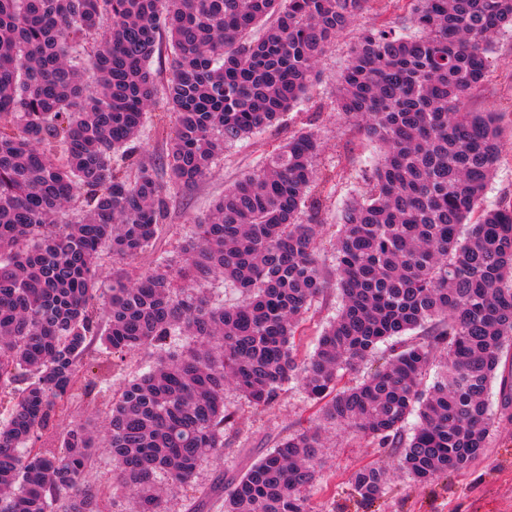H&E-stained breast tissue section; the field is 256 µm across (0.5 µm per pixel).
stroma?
<instances>
[{
  "mask_svg": "<svg viewBox=\"0 0 512 512\" xmlns=\"http://www.w3.org/2000/svg\"><path fill=\"white\" fill-rule=\"evenodd\" d=\"M403 12L397 0H370L353 25L339 35L321 59L320 80L309 103L287 113L277 127L255 133L245 147L226 152L211 174L194 188L174 191L169 218L163 224L156 251L144 253L139 267L151 265L157 252L173 251L185 236L189 224L206 214L215 200L241 173L286 141L293 132L307 128L318 133L323 152L321 165H334V176L324 188L323 224L320 228L323 258H331L336 239V218L345 203L365 188L368 169L379 153L377 143L353 127L336 111V85L348 64L349 49L361 29L384 22H400ZM487 82L473 99L478 109H496L504 114L497 170L484 198L492 206L512 198V35H498L490 54ZM175 116L163 107L148 112L136 144L144 161L162 157L173 131ZM153 357L142 350L126 355L110 381H96L89 395L78 398L69 414L60 421L59 431L77 423L104 424V410L112 394L126 378L147 369ZM224 408L232 419L224 427V457L204 460L196 481L184 488L169 490L164 497L165 512H223L224 489L257 462L279 440L308 426L311 403L296 389L283 391L264 410L248 406L234 389L224 392ZM321 459V480L311 497L315 512H361L347 488L350 475L369 464L387 465L393 460L388 449L338 426L327 427ZM85 482L92 489L106 492L103 512H131L129 499L116 493L118 472L105 450H98L94 467ZM368 512H512V426L497 428L484 457L469 470L420 487L401 472H394L387 494Z\"/></svg>",
  "mask_w": 512,
  "mask_h": 512,
  "instance_id": "1",
  "label": "stroma"
}]
</instances>
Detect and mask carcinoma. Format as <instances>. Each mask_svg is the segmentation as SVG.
<instances>
[{"label": "carcinoma", "instance_id": "cac0c4a2", "mask_svg": "<svg viewBox=\"0 0 512 512\" xmlns=\"http://www.w3.org/2000/svg\"><path fill=\"white\" fill-rule=\"evenodd\" d=\"M365 2L0 0V512H99L84 484L97 448L136 512H161V486L224 455L229 386L268 408L294 384L316 411L229 484L224 512H313L328 424L393 449L421 485L470 469L494 428L512 425V372L499 375L512 348V200L480 207L502 115L468 107L493 38L512 31V0H406L403 24L351 47L336 108L383 152L341 210L335 280L318 242L321 141L303 129L196 217L176 256L135 265L171 187L203 181L224 149L300 106ZM162 36L163 84L150 67ZM159 98L176 125L155 167L136 141ZM211 281L242 300L212 302L199 288ZM329 288L336 317L301 360L299 328ZM95 347L120 361L150 349L154 363L113 397L102 441L78 424L48 452L37 443L89 390ZM388 481L368 465L348 484L370 505Z\"/></svg>", "mask_w": 512, "mask_h": 512}]
</instances>
